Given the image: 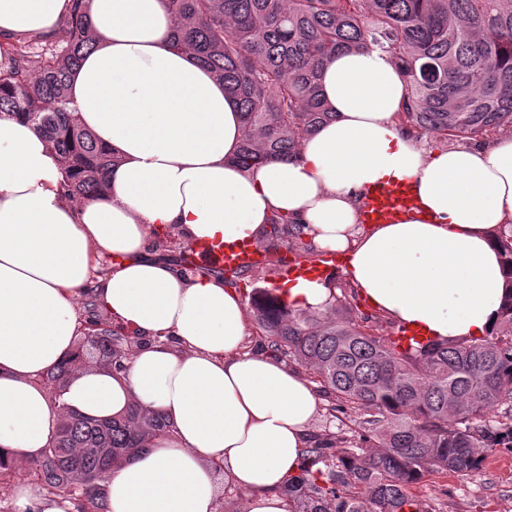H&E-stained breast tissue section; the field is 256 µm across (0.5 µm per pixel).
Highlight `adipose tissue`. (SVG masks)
I'll return each mask as SVG.
<instances>
[{"mask_svg": "<svg viewBox=\"0 0 512 512\" xmlns=\"http://www.w3.org/2000/svg\"><path fill=\"white\" fill-rule=\"evenodd\" d=\"M71 0H0V55L15 39H53ZM96 42L69 95L81 125L117 160L98 200L60 190L62 162L23 120H0V456L32 461L63 409L107 418L130 406L169 431L105 477L108 512H216L225 485L247 512H288L322 399L299 370L244 349L237 288L209 270L181 274L153 250L158 230L188 245L263 240L276 212L381 314L443 340L490 335L507 294L498 237L512 225V135L426 150L397 126L405 80L388 54L340 52L321 73L335 112L287 163L244 170L243 123L224 85L170 47L167 0H90ZM408 184L414 208L361 225L366 191ZM330 278L278 290L294 309L320 308ZM92 289L110 324L142 340L123 371L78 368L61 404L40 378L73 356L77 301ZM14 512H75L71 500L20 484Z\"/></svg>", "mask_w": 512, "mask_h": 512, "instance_id": "adipose-tissue-1", "label": "adipose tissue"}]
</instances>
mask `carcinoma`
I'll list each match as a JSON object with an SVG mask.
<instances>
[{
	"label": "carcinoma",
	"instance_id": "cac0c4a2",
	"mask_svg": "<svg viewBox=\"0 0 512 512\" xmlns=\"http://www.w3.org/2000/svg\"><path fill=\"white\" fill-rule=\"evenodd\" d=\"M44 44L14 45L0 60V118L36 126L63 162L72 201L98 199L113 157L81 128L68 80L93 48L86 0ZM171 46L193 54L224 83L242 114L236 161L250 169L289 161L301 142L336 117L320 74L339 51L380 50L402 73L407 102L399 125L452 144L512 129V0H168ZM270 234L297 240L294 222L274 213ZM163 252L185 255L174 233L156 236ZM73 357L45 376L61 400L88 359L120 367L132 333L97 314L92 293ZM251 307L267 347L311 371L329 411H361L366 428L353 443L336 435L306 450L307 464L285 490L289 512H414V488L431 474L479 469L485 453L512 451V290L497 332L486 337L397 347L355 313L346 294L321 310L292 309L268 289ZM501 411L502 418L489 419ZM163 417L137 405L96 419L65 411L58 433L31 462L34 476L82 507L106 512L101 482L116 465L166 432ZM94 448H110L99 457Z\"/></svg>",
	"mask_w": 512,
	"mask_h": 512
}]
</instances>
